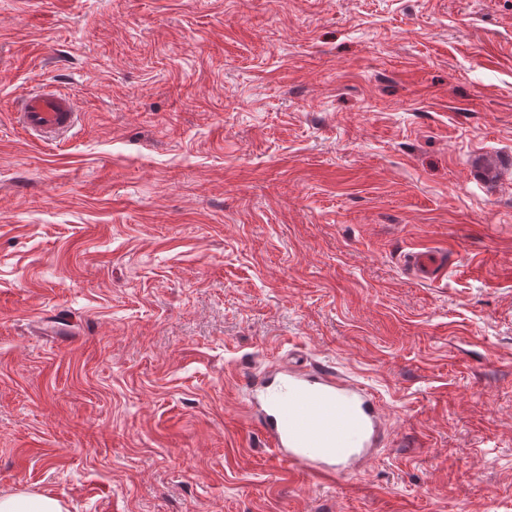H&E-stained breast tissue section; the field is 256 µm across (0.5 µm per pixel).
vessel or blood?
<instances>
[{
    "instance_id": "vessel-or-blood-1",
    "label": "vessel or blood",
    "mask_w": 512,
    "mask_h": 512,
    "mask_svg": "<svg viewBox=\"0 0 512 512\" xmlns=\"http://www.w3.org/2000/svg\"><path fill=\"white\" fill-rule=\"evenodd\" d=\"M69 92L39 82L22 94L20 129L54 145L79 123ZM405 271L435 281L448 273V254L425 250L403 257ZM250 405L279 462L319 483L358 470L383 436L380 409L370 390L330 366L289 361L263 380L249 379Z\"/></svg>"
}]
</instances>
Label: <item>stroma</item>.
I'll list each match as a JSON object with an SVG mask.
<instances>
[{
    "mask_svg": "<svg viewBox=\"0 0 512 512\" xmlns=\"http://www.w3.org/2000/svg\"><path fill=\"white\" fill-rule=\"evenodd\" d=\"M73 94L61 146L12 104ZM448 253L437 283L403 252ZM379 400L316 485L243 375ZM512 512V0H0V495Z\"/></svg>",
    "mask_w": 512,
    "mask_h": 512,
    "instance_id": "obj_1",
    "label": "stroma"
}]
</instances>
